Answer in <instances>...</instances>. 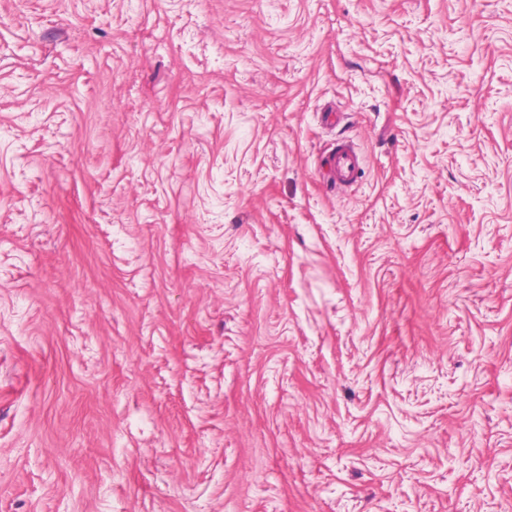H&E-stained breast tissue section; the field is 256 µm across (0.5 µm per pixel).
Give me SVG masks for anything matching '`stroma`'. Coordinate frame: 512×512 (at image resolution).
Wrapping results in <instances>:
<instances>
[{"label": "stroma", "instance_id": "stroma-1", "mask_svg": "<svg viewBox=\"0 0 512 512\" xmlns=\"http://www.w3.org/2000/svg\"><path fill=\"white\" fill-rule=\"evenodd\" d=\"M0 512H512V0H0ZM361 164L362 159L352 143L337 141L326 156L331 187L338 191L358 182L363 172Z\"/></svg>", "mask_w": 512, "mask_h": 512}]
</instances>
